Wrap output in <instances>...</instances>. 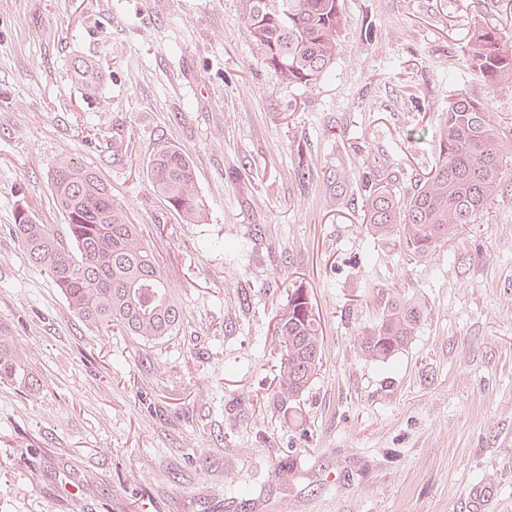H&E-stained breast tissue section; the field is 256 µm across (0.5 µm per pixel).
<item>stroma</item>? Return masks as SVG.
<instances>
[{"mask_svg":"<svg viewBox=\"0 0 512 512\" xmlns=\"http://www.w3.org/2000/svg\"><path fill=\"white\" fill-rule=\"evenodd\" d=\"M344 12L330 75L304 87L273 77L240 0H0V325L43 381L0 383V512H468L481 488L512 512V185L422 259L371 236L361 203L374 166L403 170L401 194L434 167L449 73L476 24L512 30V13ZM77 54L108 63L104 96L79 92ZM159 142L193 164L202 222L155 194ZM63 158L142 226L186 314L168 341L98 333L29 265L14 211L66 234ZM332 170L351 178L344 201ZM295 282L323 368L283 402L271 319ZM392 293L426 310L386 369L357 340Z\"/></svg>","mask_w":512,"mask_h":512,"instance_id":"obj_1","label":"stroma"}]
</instances>
